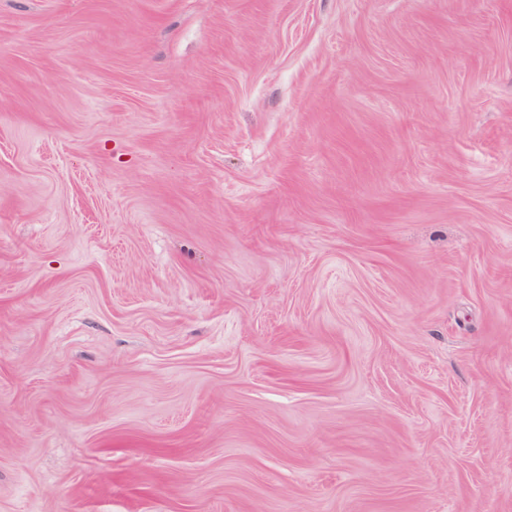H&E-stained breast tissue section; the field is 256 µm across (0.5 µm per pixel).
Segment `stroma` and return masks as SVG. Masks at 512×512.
<instances>
[{
  "mask_svg": "<svg viewBox=\"0 0 512 512\" xmlns=\"http://www.w3.org/2000/svg\"><path fill=\"white\" fill-rule=\"evenodd\" d=\"M0 512H512V0H0Z\"/></svg>",
  "mask_w": 512,
  "mask_h": 512,
  "instance_id": "35a3bbf8",
  "label": "stroma"
}]
</instances>
